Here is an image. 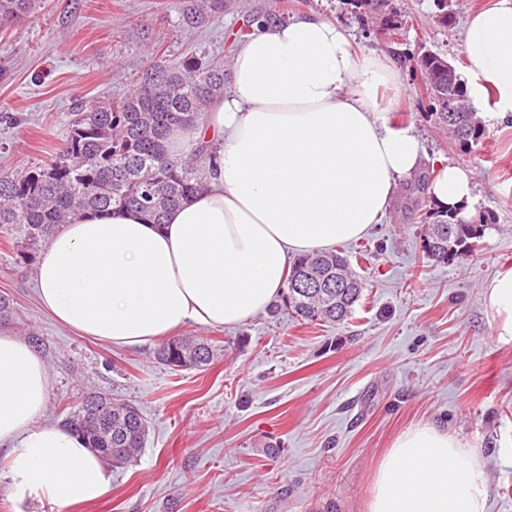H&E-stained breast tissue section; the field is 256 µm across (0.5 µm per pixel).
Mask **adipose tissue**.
<instances>
[{"label":"adipose tissue","mask_w":512,"mask_h":512,"mask_svg":"<svg viewBox=\"0 0 512 512\" xmlns=\"http://www.w3.org/2000/svg\"><path fill=\"white\" fill-rule=\"evenodd\" d=\"M477 110L512 120V0L468 13L462 45ZM232 81L205 120L169 145L214 153L205 188L163 224L134 211L86 213L55 230L39 254L38 300L58 323L126 348L172 330L234 327L280 295L294 254H317L383 223L402 178L424 154L391 121L381 88L393 62L360 52L343 26L318 16L258 20L232 60ZM442 207L472 201L470 171L445 162L428 188ZM498 340L512 342V268L484 286ZM48 371L39 354L0 333V444L21 492L58 505L92 502L107 462L65 425L42 419ZM477 449L423 424L400 434L373 478L368 512H487Z\"/></svg>","instance_id":"1"}]
</instances>
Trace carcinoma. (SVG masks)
I'll use <instances>...</instances> for the list:
<instances>
[{"label":"carcinoma","instance_id":"carcinoma-1","mask_svg":"<svg viewBox=\"0 0 512 512\" xmlns=\"http://www.w3.org/2000/svg\"><path fill=\"white\" fill-rule=\"evenodd\" d=\"M349 2L354 12L379 15L383 24L398 28L397 11L385 13L381 0ZM40 4L41 0H0V24L32 13ZM436 7L438 23L454 26L452 0H436ZM224 8L226 0H189L183 20L199 26L222 15ZM447 63L431 51L418 54L415 61L428 81L431 115L467 153L485 137V124L473 110L467 81L460 72H450ZM223 94V70L187 56L154 66L139 87L119 100L74 114L57 160L24 174L0 176V235L12 241L22 261L31 262L57 226L85 212L134 210L151 224L163 223L169 210L204 189L213 161L203 145L186 156L173 157L167 141L202 122L212 102ZM428 215L429 223L442 226L444 232L425 254L447 263L466 243L483 237L491 223L490 215L481 211L465 220L457 207L431 208ZM308 273L322 282L321 287L309 294L297 292L293 284ZM363 289L348 259L331 250L290 264L282 301L303 320L339 324L351 317ZM212 356L210 344L195 336L173 338L155 352V359L173 373L206 365ZM107 402L112 412L105 423L86 425L90 409ZM65 425L114 468L137 457L147 432V423L134 405L101 395L84 398L68 413Z\"/></svg>","mask_w":512,"mask_h":512}]
</instances>
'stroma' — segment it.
<instances>
[{"instance_id":"35a3bbf8","label":"stroma","mask_w":512,"mask_h":512,"mask_svg":"<svg viewBox=\"0 0 512 512\" xmlns=\"http://www.w3.org/2000/svg\"><path fill=\"white\" fill-rule=\"evenodd\" d=\"M492 0H453L458 25L441 27L433 0H395L399 29L344 0H230L222 16L182 22L183 0H46L0 26V175L54 161L73 112L122 97L153 65L192 55L230 64L255 18L317 15L340 23L363 50L392 57L399 86L390 114L413 127L423 166L402 180L387 221L337 244L368 286L350 319L304 323L287 311L234 328L189 325L213 347L207 366L170 372L152 349L114 347L60 326L40 306L34 263L0 238V294L13 301L6 332L37 337L49 374L45 419L63 421L90 392L136 406L145 445L112 471L99 500L59 506L20 495L0 447V512H366L373 474L394 439L442 425L483 459L489 512H512V343L483 285L512 267V122L485 118L470 152L437 125L413 54L463 67L462 18ZM474 177L473 211L493 222L472 254L427 259L424 213L436 160Z\"/></svg>"}]
</instances>
